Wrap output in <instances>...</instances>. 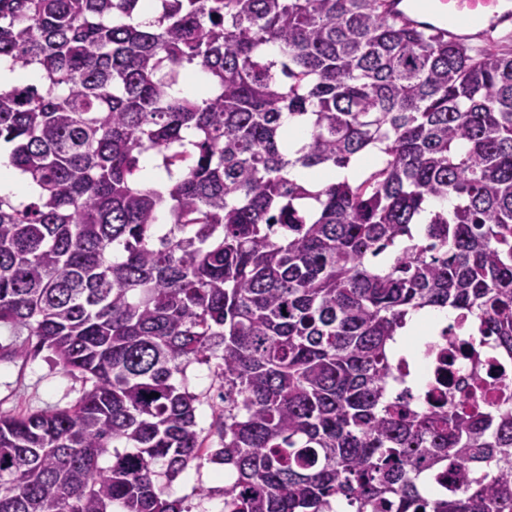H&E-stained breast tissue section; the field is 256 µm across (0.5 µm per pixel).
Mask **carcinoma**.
<instances>
[{"label":"carcinoma","mask_w":512,"mask_h":512,"mask_svg":"<svg viewBox=\"0 0 512 512\" xmlns=\"http://www.w3.org/2000/svg\"><path fill=\"white\" fill-rule=\"evenodd\" d=\"M144 6L150 28L114 22ZM0 58L39 71L0 88L38 188L0 195V324L83 383L0 414V512H191L163 484L205 459L224 512H512V392H389L421 310L512 354L511 38L452 42L388 0H0ZM196 70L210 86L173 94ZM378 145L352 181L291 178ZM213 359L214 444L176 381ZM453 317L454 313L448 309L443 311H437L430 315H425L422 313H413L412 315L409 316V318H407L406 326L400 331L401 335L398 338L400 348L408 350L406 336H411V334L416 330L427 327L433 321H449Z\"/></svg>","instance_id":"cac0c4a2"}]
</instances>
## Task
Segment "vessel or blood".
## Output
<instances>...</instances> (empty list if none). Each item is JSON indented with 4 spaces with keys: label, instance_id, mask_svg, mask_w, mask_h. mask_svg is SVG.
<instances>
[{
    "label": "vessel or blood",
    "instance_id": "1",
    "mask_svg": "<svg viewBox=\"0 0 512 512\" xmlns=\"http://www.w3.org/2000/svg\"><path fill=\"white\" fill-rule=\"evenodd\" d=\"M394 11L451 41L480 43L490 31L512 28V0H394Z\"/></svg>",
    "mask_w": 512,
    "mask_h": 512
}]
</instances>
